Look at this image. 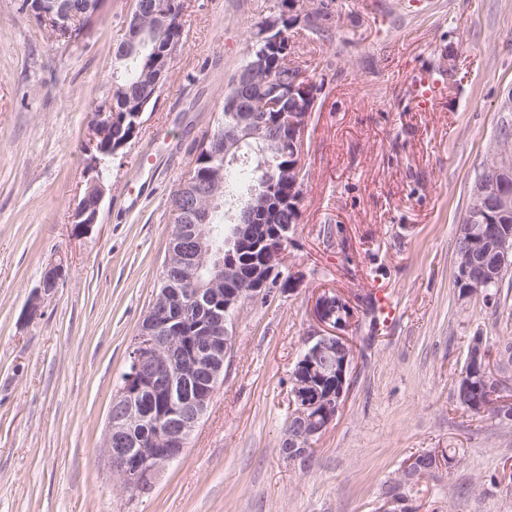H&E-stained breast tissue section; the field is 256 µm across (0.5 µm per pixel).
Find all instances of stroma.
<instances>
[{
  "label": "stroma",
  "mask_w": 512,
  "mask_h": 512,
  "mask_svg": "<svg viewBox=\"0 0 512 512\" xmlns=\"http://www.w3.org/2000/svg\"><path fill=\"white\" fill-rule=\"evenodd\" d=\"M327 31L288 10L292 56L320 88L305 132L285 292L249 303L224 381L184 457L141 499L103 456L113 387L156 294L171 196L275 0H185V45L138 135L107 163L92 231L70 215L94 172V105L130 0H105L76 44L0 0V512H375L410 454L456 452L413 486L417 512H512V435L457 409L469 336H512L505 305L462 301L455 231L512 90V0H322ZM435 75L432 104L412 82ZM56 293L29 303L44 267ZM355 344L342 408L307 465L279 442L290 374L323 289ZM397 307L373 323L376 289ZM479 490H472V483ZM65 272L66 265L62 261L50 263L46 266L43 270L34 299L38 300L42 295H50L54 293L58 288L60 281L64 278Z\"/></svg>",
  "instance_id": "stroma-1"
}]
</instances>
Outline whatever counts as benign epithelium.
Masks as SVG:
<instances>
[{"instance_id":"obj_1","label":"benign epithelium","mask_w":512,"mask_h":512,"mask_svg":"<svg viewBox=\"0 0 512 512\" xmlns=\"http://www.w3.org/2000/svg\"><path fill=\"white\" fill-rule=\"evenodd\" d=\"M77 12L74 0H47L40 13L51 17L63 31ZM168 16L156 10L150 0H141L129 13L126 45L135 49L148 27L164 26ZM285 18L272 14L265 18L260 48L250 63L233 79L232 106L235 121L224 129V137L207 138L197 153L208 156L224 152L236 156L243 142L263 139L269 128L278 129L275 152L282 163L266 174L274 182L288 185V196L274 199L265 193L252 194L237 222L224 241V258L207 262L212 247L204 231L210 208L195 204L186 212L190 223L179 224L171 234L164 266L179 268L190 280L210 267L209 276L194 289V296L212 300L197 322L183 325L189 294L182 288H164L144 314L133 345L129 349L135 389H123L110 403L107 448L104 456L110 472L126 493H137L156 481L160 473L177 462L189 447L224 380V363L233 356L237 336L230 313H238L247 301L264 299L280 291V268L284 263L288 233V212L299 213L297 201L303 191L300 168L304 154L308 118L316 106L318 86L303 80L299 73H288L272 80L267 73L273 60L285 52ZM148 101L129 99L124 110L133 113L135 123L127 140L116 145L112 139V95L103 100V109L93 113L94 150L91 169L96 171L71 214L73 233L80 236L99 223L105 195L102 164L126 147L138 132V120ZM512 213V147L496 150L493 163L484 166L475 184L470 211L458 227V235L470 240L472 249L458 262L455 273L459 298L481 297L495 281L499 270L512 267V231L489 226L493 220ZM66 265L59 261L43 270L34 299L56 291L64 278ZM314 314L322 329L307 337L304 350L293 369L289 383L294 414L284 430L280 454L299 461L312 450L315 441L336 419L342 406L347 376L354 358L353 341L344 334L351 310L336 291L326 289L315 300ZM485 338L472 341L469 360L480 365L487 360ZM178 380L190 383L189 390L174 396ZM151 421L150 437L135 438L130 427ZM438 465L435 455L422 452L406 460L402 470L411 484L424 471ZM408 497L384 494L377 512H407Z\"/></svg>"}]
</instances>
